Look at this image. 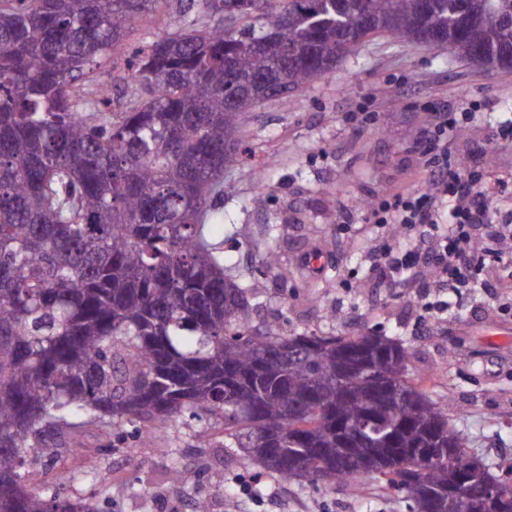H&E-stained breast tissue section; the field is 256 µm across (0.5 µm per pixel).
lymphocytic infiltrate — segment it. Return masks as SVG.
<instances>
[{
  "instance_id": "obj_1",
  "label": "lymphocytic infiltrate",
  "mask_w": 512,
  "mask_h": 512,
  "mask_svg": "<svg viewBox=\"0 0 512 512\" xmlns=\"http://www.w3.org/2000/svg\"><path fill=\"white\" fill-rule=\"evenodd\" d=\"M471 112L437 113L418 140L427 158V188L371 205L373 223L398 225L408 244L381 245L371 253L381 281H421L435 270L442 288H483L486 263L503 247L512 248V231L491 218L494 201L512 196V183L476 173L463 155H449L448 136Z\"/></svg>"
}]
</instances>
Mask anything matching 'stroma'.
I'll return each instance as SVG.
<instances>
[{
	"mask_svg": "<svg viewBox=\"0 0 512 512\" xmlns=\"http://www.w3.org/2000/svg\"><path fill=\"white\" fill-rule=\"evenodd\" d=\"M182 10L180 0H164L149 12L114 49L98 82L122 95L130 48L178 26ZM474 105L512 119V70L464 62L448 48L413 40L367 41L326 76L249 111L244 151L224 170L213 236L255 291L252 322L276 323L286 334L374 332L400 339L411 352L410 377L434 372L431 398L450 403L468 451L496 465L512 459V251L486 271L497 290L442 291L448 308L423 336L417 286L376 285L370 251L390 240L389 230L370 224L368 211L355 205L424 187L426 163L414 142L433 113ZM352 112H371L375 119L356 127L348 119ZM492 138L488 124L465 123L448 149L473 151L474 164L512 178V145ZM271 232L288 270L284 280L263 263ZM142 428L127 422L62 430L48 446L68 449V456L36 467L31 481L49 485L60 471L90 470L93 480L72 482L68 491L102 512H185L195 492L169 480L180 464L199 471L205 483L225 486V493L211 497L210 512L230 508L245 467L225 451L221 423L173 417L147 448L140 445ZM258 490L262 512H409L406 503L373 485L352 492L265 477Z\"/></svg>",
	"mask_w": 512,
	"mask_h": 512,
	"instance_id": "35a3bbf8",
	"label": "stroma"
}]
</instances>
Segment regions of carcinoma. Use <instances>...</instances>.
Instances as JSON below:
<instances>
[{
  "instance_id": "carcinoma-1",
  "label": "carcinoma",
  "mask_w": 512,
  "mask_h": 512,
  "mask_svg": "<svg viewBox=\"0 0 512 512\" xmlns=\"http://www.w3.org/2000/svg\"><path fill=\"white\" fill-rule=\"evenodd\" d=\"M161 4L0 0V512H95L74 475L26 484L56 424L176 415L224 422V448L261 476L512 512V462L495 474L466 450L401 341L252 326L210 224L248 110L374 37L510 54L512 0H188L186 26L132 52L126 106L102 86L87 111L74 85ZM464 457L469 492L450 500ZM170 479L209 512L195 471Z\"/></svg>"
}]
</instances>
